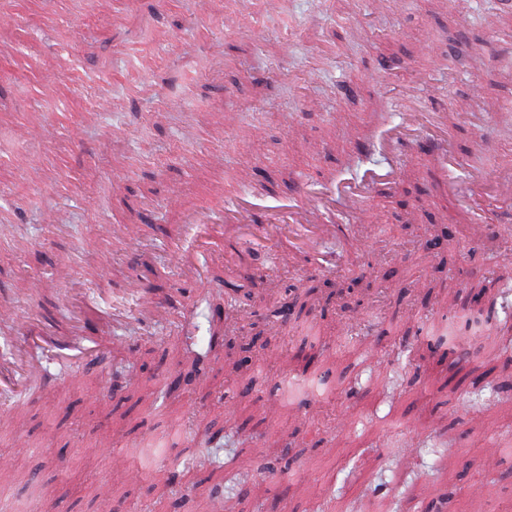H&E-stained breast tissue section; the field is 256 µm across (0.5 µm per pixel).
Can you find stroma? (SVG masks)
Returning a JSON list of instances; mask_svg holds the SVG:
<instances>
[{
  "label": "stroma",
  "instance_id": "1",
  "mask_svg": "<svg viewBox=\"0 0 512 512\" xmlns=\"http://www.w3.org/2000/svg\"><path fill=\"white\" fill-rule=\"evenodd\" d=\"M6 5L19 22L0 32V300L83 337L89 364L72 380L56 350L0 323V363L22 353L46 369L13 393L18 422L0 421V512H209L205 472L182 474L176 495L161 477L220 430L241 469L228 512H386L378 486L399 512H436L450 494L454 512H507L512 365L490 370L484 355L512 308L473 309L468 292L494 270L492 250L512 251V200L491 187L512 168L500 114L512 107V0H211L204 15L196 0ZM424 105L450 119L415 136L445 140L450 162L412 152L397 186L374 185L371 223L348 225L370 252L311 274L241 243L242 266L226 273V197L253 212L288 210L300 185L334 199L395 164L388 135ZM181 206L210 225L204 239ZM474 208L490 246L461 244ZM177 247L195 268L170 265ZM308 292L302 317L325 359L289 372L277 357L302 341L271 325L268 298ZM361 317L375 334L346 344L342 324ZM197 325L217 338L201 381L179 345ZM402 343L420 346L410 362L395 359ZM451 346L462 364H439ZM244 356L248 379L228 381L226 360ZM485 371L500 399L477 410L457 392ZM172 379L153 406L148 393ZM191 416L194 437L179 435ZM361 448L367 465L349 472Z\"/></svg>",
  "mask_w": 512,
  "mask_h": 512
}]
</instances>
